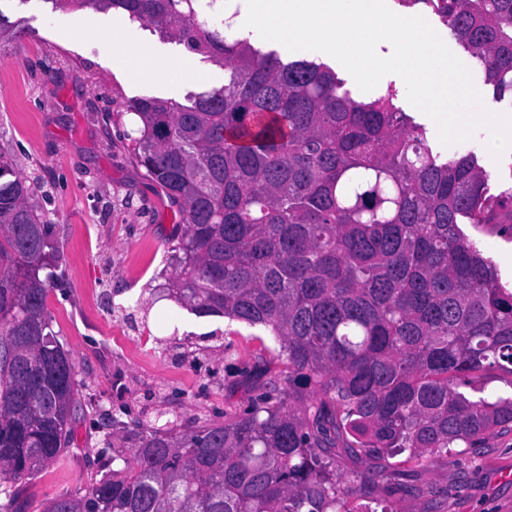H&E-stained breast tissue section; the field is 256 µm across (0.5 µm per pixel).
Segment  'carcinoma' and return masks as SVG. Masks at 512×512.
Returning a JSON list of instances; mask_svg holds the SVG:
<instances>
[{
  "label": "carcinoma",
  "mask_w": 512,
  "mask_h": 512,
  "mask_svg": "<svg viewBox=\"0 0 512 512\" xmlns=\"http://www.w3.org/2000/svg\"><path fill=\"white\" fill-rule=\"evenodd\" d=\"M121 10L224 68L185 105H126L130 159L178 207L159 291L198 316L270 329L286 370L255 356L257 394L224 421L162 414L133 455L42 512H336L391 490L385 460H417L512 427V396L474 398L480 373H512V290L460 228L512 224L474 152L443 158L393 95L355 100L324 63H284L203 17L224 0H50ZM430 9L512 100V0H398ZM42 188L0 155V512L55 460L82 408L47 295L57 249ZM372 465L342 485L336 457ZM123 460V466L111 465Z\"/></svg>",
  "instance_id": "1"
}]
</instances>
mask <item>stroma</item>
Here are the masks:
<instances>
[{
    "mask_svg": "<svg viewBox=\"0 0 512 512\" xmlns=\"http://www.w3.org/2000/svg\"><path fill=\"white\" fill-rule=\"evenodd\" d=\"M0 13L17 28L14 40L0 49V153L12 158L21 175L43 183L31 202L53 223L63 276L62 284L50 289L47 307L79 381L93 397L75 421L68 447L22 482L25 512H41L47 499L82 492L101 478L97 452L104 437L96 425L104 411L128 410L126 429L109 438L124 456L139 444L134 420L141 410L201 424L223 421L226 407L245 408L255 394L247 372L256 353L277 349L278 343L264 326L199 317L160 298L158 275L165 266L172 209L124 151L119 141L124 123L108 119L137 97L181 102L221 86L223 69L196 59V76L173 91L147 73L134 82L115 65L101 32L111 31L132 56L145 47L176 58L182 46L120 11L0 0ZM423 16L471 70L485 105L498 112L512 109V103L496 101L486 90L482 67L453 42L442 18L429 10ZM347 87L362 101L393 94L396 107L425 128L435 152L445 157L475 152L491 192L512 187V153L493 162L483 131L443 147L432 120L408 102L398 75L384 76L368 92L352 80ZM128 196L129 207L123 203ZM462 230L496 265L502 284L512 288V224H466ZM389 465L401 470L400 487L387 496L367 489L348 497L347 512L385 507L390 512H512L510 429H496L471 446L459 444L430 465L403 454L390 458Z\"/></svg>",
    "mask_w": 512,
    "mask_h": 512,
    "instance_id": "obj_1",
    "label": "stroma"
}]
</instances>
